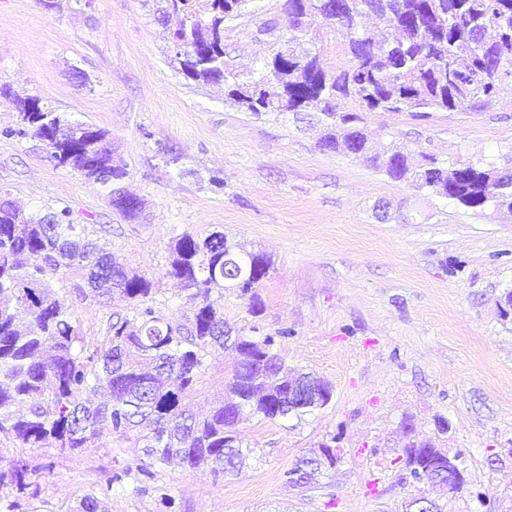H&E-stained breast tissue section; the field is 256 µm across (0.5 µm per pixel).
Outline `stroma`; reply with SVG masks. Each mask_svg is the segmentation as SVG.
<instances>
[{"mask_svg": "<svg viewBox=\"0 0 512 512\" xmlns=\"http://www.w3.org/2000/svg\"><path fill=\"white\" fill-rule=\"evenodd\" d=\"M283 0H253L229 22L224 57L259 69L287 37ZM155 0H0V196L25 213L69 209L127 266L154 280L148 304L172 324L195 303L166 277L175 236L223 230L270 272L255 299L228 292L233 335L271 339L289 367L329 382L323 408L285 419L250 418L248 457L235 474L172 463L150 466L135 432L104 431L95 447L0 440V473L25 465L31 485L0 489V512H68L92 492L108 512H406L420 496L438 512H512V214L474 211L391 180L341 152L322 150L323 129L292 114L262 120L224 101V89L174 69ZM275 24L259 33L260 19ZM40 97L70 122L106 133L127 166L137 219L109 206L100 186L57 165L42 140L10 135L18 102ZM373 147L410 159L512 164V92L488 105L435 112H366ZM52 285L87 351L128 303ZM237 355L216 350L186 405L206 414L225 394ZM457 458V493L413 480L411 442ZM338 461L307 485L287 472L318 446Z\"/></svg>", "mask_w": 512, "mask_h": 512, "instance_id": "stroma-1", "label": "stroma"}]
</instances>
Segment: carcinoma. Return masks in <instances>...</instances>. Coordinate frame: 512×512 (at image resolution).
<instances>
[{
    "instance_id": "1",
    "label": "carcinoma",
    "mask_w": 512,
    "mask_h": 512,
    "mask_svg": "<svg viewBox=\"0 0 512 512\" xmlns=\"http://www.w3.org/2000/svg\"><path fill=\"white\" fill-rule=\"evenodd\" d=\"M163 15H175L170 32L184 46L179 73L195 83L224 86V99L259 117L317 109L328 133L321 148L351 154L394 181L454 200L473 209H512V180H488L501 167L480 162L448 167L423 153L413 167L397 146H369L361 117L340 112L339 96L361 112H408L425 117L487 101L512 86V0H285L293 18L285 49L259 71L234 69L224 59L225 24L241 15L251 0H160ZM373 14L382 22H404L401 36L383 42L357 25ZM326 25L348 41L352 65L323 73L306 48L317 26ZM47 144L58 164L79 172L107 191L109 205L124 217L140 214L139 200L121 182L126 165L104 146L100 129L72 124L38 97L20 103L17 128ZM83 272L99 302L120 292L130 315L108 327L106 340L89 356L75 353L78 341L70 314L53 290L52 280L68 270ZM270 265L261 253L242 254L224 231L204 238L184 233L174 239L166 275L194 290L199 305L190 326L164 321L145 305L153 282L112 258L90 238L88 225L74 224L63 208L25 215L12 201L0 200V293L12 303L0 305V435L21 448H40L50 438L61 450L88 448L104 430L126 434L140 426L144 454L153 464L173 459L196 468L211 463L224 473L237 470L245 455L236 426L249 416L276 419L274 407L288 396V370L271 340L231 336L224 325V292L245 294L267 277ZM246 288H239L242 280ZM239 354L228 394L203 418L187 413L183 401L193 387L204 356L214 349ZM320 402L292 411L301 415L330 403L332 386L320 381ZM336 464L324 447L288 471L289 480L308 482L322 465ZM406 467L422 482L448 479V456L434 446L411 444Z\"/></svg>"
}]
</instances>
